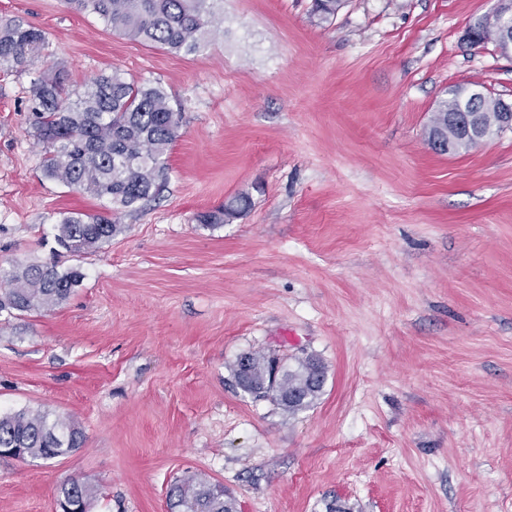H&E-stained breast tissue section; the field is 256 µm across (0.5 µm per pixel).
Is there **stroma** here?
<instances>
[{
    "label": "stroma",
    "mask_w": 512,
    "mask_h": 512,
    "mask_svg": "<svg viewBox=\"0 0 512 512\" xmlns=\"http://www.w3.org/2000/svg\"><path fill=\"white\" fill-rule=\"evenodd\" d=\"M497 0H223L201 53L119 34L64 0H0L43 31L0 65V267L83 279L41 313L0 315V413L74 422L80 448L0 459V512H170L198 475L237 512H512V131L438 154L430 118L456 84L512 100V56L470 45ZM81 92L120 70L182 115L165 187L80 256L63 214L105 202L46 177L32 84ZM246 195L224 223L201 214ZM250 352L326 367L288 414L237 385ZM94 496V490L77 481H70L63 483L59 490L57 501H71L82 508L81 512H87L90 506V501Z\"/></svg>",
    "instance_id": "obj_1"
}]
</instances>
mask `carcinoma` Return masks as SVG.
<instances>
[{
	"label": "carcinoma",
	"mask_w": 512,
	"mask_h": 512,
	"mask_svg": "<svg viewBox=\"0 0 512 512\" xmlns=\"http://www.w3.org/2000/svg\"><path fill=\"white\" fill-rule=\"evenodd\" d=\"M218 0H65L79 14H94L112 30L144 43L187 55L203 51L212 34ZM41 31L20 22L0 20V63L26 67L41 56ZM463 86L449 89L430 122L447 124L463 111ZM33 96L37 137L45 148V175L100 199L114 213L134 212L165 185L167 153L178 138L181 113L170 105L160 86L138 85L119 70L100 74L71 99L66 75L49 69L36 79ZM120 225L101 213L70 212L57 225L56 239L73 255L85 254L110 241ZM0 278L10 288L0 291V314L51 309L65 301L82 273L55 265L16 264ZM247 372L235 364L239 386L270 398L291 414L309 408L322 392L325 367L313 357L296 358L284 377L270 379L273 359L247 355ZM82 434L65 418L29 410L0 414V448H16L22 460H50L80 447ZM94 490L77 481L62 484L57 500L71 501L88 512ZM173 512H235L224 488L195 475L171 488Z\"/></svg>",
	"instance_id": "carcinoma-1"
}]
</instances>
